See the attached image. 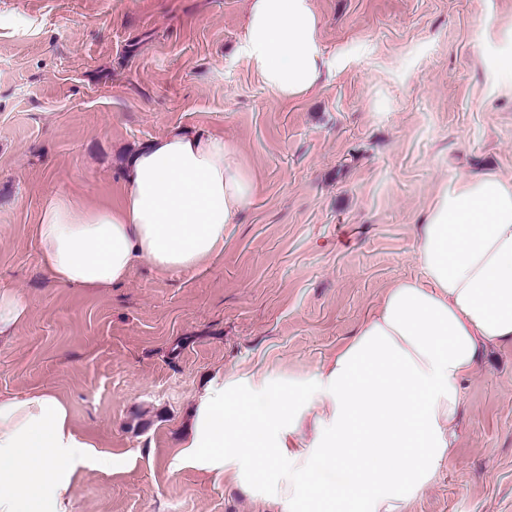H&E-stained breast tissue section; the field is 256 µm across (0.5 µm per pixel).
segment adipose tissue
Here are the masks:
<instances>
[{"instance_id": "ef3b65f1", "label": "adipose tissue", "mask_w": 512, "mask_h": 512, "mask_svg": "<svg viewBox=\"0 0 512 512\" xmlns=\"http://www.w3.org/2000/svg\"><path fill=\"white\" fill-rule=\"evenodd\" d=\"M312 0H248L244 50L268 91L304 97L327 65ZM255 181L237 144L174 129L131 154L119 206L45 197L35 233L44 271L70 288H117L131 267L201 270L224 250ZM421 274L387 288L333 358L281 385L270 373L214 376L176 454L227 481L250 475L279 512H409L456 459L461 378L512 343V180L444 184L425 211ZM112 458L35 390L0 397V512H73L76 475Z\"/></svg>"}]
</instances>
